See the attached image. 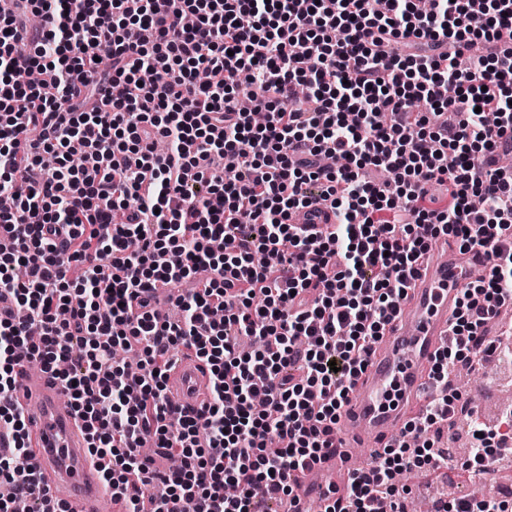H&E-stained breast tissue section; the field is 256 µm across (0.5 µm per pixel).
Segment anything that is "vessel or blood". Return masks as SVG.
Listing matches in <instances>:
<instances>
[{"mask_svg": "<svg viewBox=\"0 0 512 512\" xmlns=\"http://www.w3.org/2000/svg\"><path fill=\"white\" fill-rule=\"evenodd\" d=\"M484 258L453 248L436 249L412 279L397 318L372 354L336 428L337 450L298 474L300 498H325L357 469L354 449L389 440L404 427L407 408L417 401L437 350L446 345L462 288L486 275ZM178 402L201 410L208 401L210 375L195 355L183 356L168 373ZM47 373L24 366L16 398L32 411L26 444L40 473V489L66 502L71 512H98L105 494L101 464L87 452L86 430Z\"/></svg>", "mask_w": 512, "mask_h": 512, "instance_id": "1", "label": "vessel or blood"}]
</instances>
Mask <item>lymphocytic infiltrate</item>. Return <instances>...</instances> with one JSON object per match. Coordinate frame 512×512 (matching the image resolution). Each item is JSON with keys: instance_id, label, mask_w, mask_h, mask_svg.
<instances>
[{"instance_id": "lymphocytic-infiltrate-1", "label": "lymphocytic infiltrate", "mask_w": 512, "mask_h": 512, "mask_svg": "<svg viewBox=\"0 0 512 512\" xmlns=\"http://www.w3.org/2000/svg\"><path fill=\"white\" fill-rule=\"evenodd\" d=\"M512 0H19L0 7V512H69L27 459L28 414L13 398L20 360L66 387L91 456L124 512H253L296 503L307 462L336 425L407 285L439 236L482 253L431 398L323 512H406L396 477L448 457L427 433L461 399L449 372L495 350L485 329L512 304V180L494 156L512 129ZM406 46L405 55L392 51ZM109 52L107 65L96 57ZM307 85L311 109L295 107ZM266 112L253 125L238 104ZM102 158L74 169L76 148ZM344 159L327 168V156ZM233 181L210 170L212 158ZM387 172L375 183L367 166ZM446 206L429 203L431 183ZM330 202L306 235L296 211ZM191 279L177 320L158 286ZM242 336L261 350L244 355ZM139 348L129 375L112 357ZM194 352L212 389L204 411L168 395L169 356ZM465 466L512 455L475 423ZM153 443L156 455L142 452ZM180 467H171L172 458Z\"/></svg>"}]
</instances>
